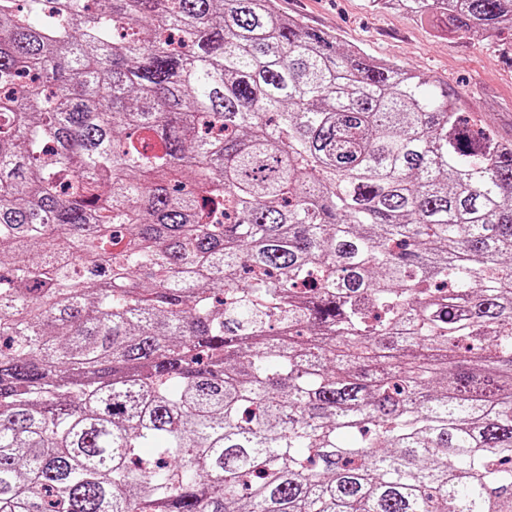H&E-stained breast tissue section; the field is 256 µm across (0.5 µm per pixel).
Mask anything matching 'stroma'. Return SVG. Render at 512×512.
<instances>
[{
	"label": "stroma",
	"mask_w": 512,
	"mask_h": 512,
	"mask_svg": "<svg viewBox=\"0 0 512 512\" xmlns=\"http://www.w3.org/2000/svg\"><path fill=\"white\" fill-rule=\"evenodd\" d=\"M280 15L336 36L339 47L404 65L447 87L461 108L512 144V28L463 36L370 0H277Z\"/></svg>",
	"instance_id": "stroma-1"
}]
</instances>
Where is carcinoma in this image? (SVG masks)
I'll use <instances>...</instances> for the list:
<instances>
[{
	"label": "carcinoma",
	"instance_id": "obj_1",
	"mask_svg": "<svg viewBox=\"0 0 512 512\" xmlns=\"http://www.w3.org/2000/svg\"><path fill=\"white\" fill-rule=\"evenodd\" d=\"M93 2L0 0V512H512V147L275 0Z\"/></svg>",
	"mask_w": 512,
	"mask_h": 512
}]
</instances>
